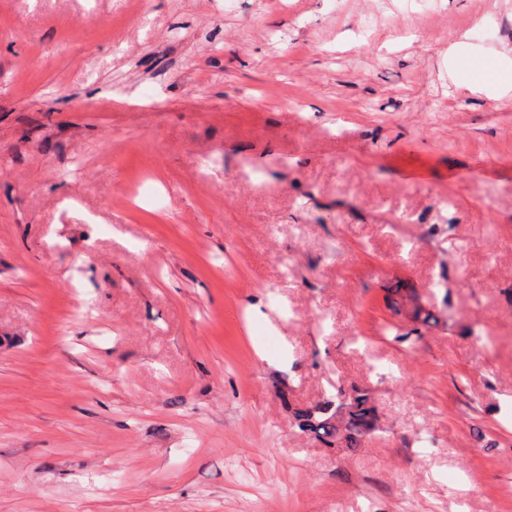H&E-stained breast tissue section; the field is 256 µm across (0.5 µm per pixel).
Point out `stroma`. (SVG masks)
Instances as JSON below:
<instances>
[{
    "label": "stroma",
    "mask_w": 512,
    "mask_h": 512,
    "mask_svg": "<svg viewBox=\"0 0 512 512\" xmlns=\"http://www.w3.org/2000/svg\"><path fill=\"white\" fill-rule=\"evenodd\" d=\"M509 20L0 0V512H512ZM338 382L353 450L294 419ZM349 391L357 401L353 433L350 435L347 444V447L351 450L359 447L361 441L365 438V431L372 428V415L375 408L371 404L372 394L365 387L353 385L349 387Z\"/></svg>",
    "instance_id": "stroma-1"
}]
</instances>
